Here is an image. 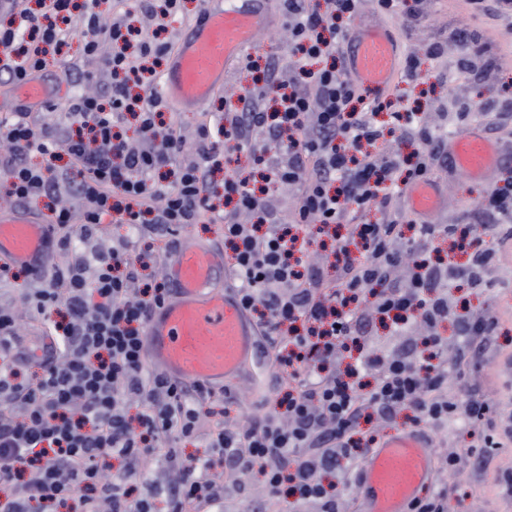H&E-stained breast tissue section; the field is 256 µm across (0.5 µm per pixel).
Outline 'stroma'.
<instances>
[{"label":"stroma","instance_id":"35a3bbf8","mask_svg":"<svg viewBox=\"0 0 512 512\" xmlns=\"http://www.w3.org/2000/svg\"><path fill=\"white\" fill-rule=\"evenodd\" d=\"M420 19L412 26L413 46H423L432 37H439L444 53L432 63L430 73L421 84L396 81L389 96L418 104L431 121H447L451 131H459L466 123L488 125L495 123L489 112H477L468 121H461L458 113L465 101H488L498 92L512 88V28L490 17L476 13L470 0H421ZM472 35L468 48H461L454 35L458 30ZM82 24L72 21L66 44L59 54L51 57L41 77L49 84L64 85L62 98L34 110L37 125L55 129L64 125L68 99L77 87L78 76H90V90L104 92L112 78L105 73L98 58L83 51ZM252 76L244 67H236L224 84L223 92L199 111L179 112L166 109L165 116L172 120L186 144H193L200 125L210 122L219 106L236 101L241 89L250 85ZM435 176L444 184L448 206L434 218L435 223H453L458 212L475 210L485 193L484 186L463 181L436 170ZM11 308L19 322L21 336L35 335L41 325L40 316L31 310L24 298V285L10 279L0 281V306ZM473 312L491 311L499 321L497 345L477 365L465 373L462 384L476 397L489 400L494 409L487 421L473 427L458 426L448 431L443 444L445 453L461 456H481V466L465 464L463 470L449 474V482L456 490L448 498V512H512V497L501 495L499 483L512 475V439L505 437L501 423L512 418V284L491 286L472 295ZM281 397L268 380L266 369H258L256 378L245 382L228 415H220L219 403L202 404L196 435L191 439L171 438L165 445L178 449L180 457L204 455L206 438L217 423H247L252 416L274 411ZM493 436L497 447L484 448V436Z\"/></svg>","mask_w":512,"mask_h":512}]
</instances>
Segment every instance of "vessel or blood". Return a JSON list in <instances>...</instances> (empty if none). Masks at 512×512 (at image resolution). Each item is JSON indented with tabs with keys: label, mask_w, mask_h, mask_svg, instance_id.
<instances>
[{
	"label": "vessel or blood",
	"mask_w": 512,
	"mask_h": 512,
	"mask_svg": "<svg viewBox=\"0 0 512 512\" xmlns=\"http://www.w3.org/2000/svg\"><path fill=\"white\" fill-rule=\"evenodd\" d=\"M265 0H206L203 13L170 55L162 96L179 111H196L216 93L246 51L257 45L271 21ZM404 46L390 25L358 22L345 46L348 76L371 98L396 81ZM38 77L0 88V99L37 107L54 100ZM448 170L490 184L499 168L495 141L471 125L448 141ZM408 208L431 221L447 204L439 182L423 180L405 193ZM52 225L33 208L0 211V258L38 272L49 261ZM171 293L148 321L144 345L148 362L173 381L230 388L256 359L259 332L239 295L221 245L184 234L165 259ZM429 439L411 429L382 438L361 463L360 512H410L434 486Z\"/></svg>",
	"instance_id": "vessel-or-blood-1"
}]
</instances>
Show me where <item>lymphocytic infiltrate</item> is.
<instances>
[{
	"label": "lymphocytic infiltrate",
	"mask_w": 512,
	"mask_h": 512,
	"mask_svg": "<svg viewBox=\"0 0 512 512\" xmlns=\"http://www.w3.org/2000/svg\"><path fill=\"white\" fill-rule=\"evenodd\" d=\"M361 2L282 0L287 64L246 60L261 67L260 85L244 89L221 123L201 126L195 157L182 164L185 143L157 96L170 47L153 35L176 22L180 0H136L148 20L141 28L98 11V0H40L36 12L25 0H0L12 18L0 28V72L10 81L45 69L73 15L83 19L86 53L112 46L103 59L110 92L75 94L60 129H37L23 110L0 122L9 197L34 207L65 192L84 217L78 239L55 243L74 255L66 271L25 295L55 346L34 378L24 374L17 319L0 307V512H218V464L241 479L259 474L271 496L339 512L377 439L361 424L389 426L408 410L410 426L439 439L449 423L492 412L465 388H449L442 329L454 323L462 363L476 339L498 333L497 318L465 312L457 292L487 287L495 268L512 279L486 239L512 237V181H494L476 211L441 229L396 208L404 186L447 163L449 132L399 102L367 100L347 79L343 47ZM129 114L138 119L133 138L120 131ZM232 150L248 152L254 170L227 173L219 197L211 176ZM34 152L46 165L28 163ZM61 156L75 177L54 173L50 162ZM172 164L179 177L167 189L154 174ZM285 184L297 190L287 223L267 204ZM374 209L382 216L373 222ZM112 214L138 235L223 225L241 298L274 356L273 383L285 390L278 411L211 433L205 456L160 486L145 480L142 459L163 439L192 436L202 400L215 393L147 365V320L170 288L164 277L141 282L151 253L90 249ZM310 226L319 235L312 249L299 239ZM439 232L465 264L434 256ZM315 252L333 257L335 277L312 262ZM386 322L398 341L380 352L372 339ZM107 457L122 463L117 475L105 473Z\"/></svg>",
	"instance_id": "f902f5d3"
}]
</instances>
